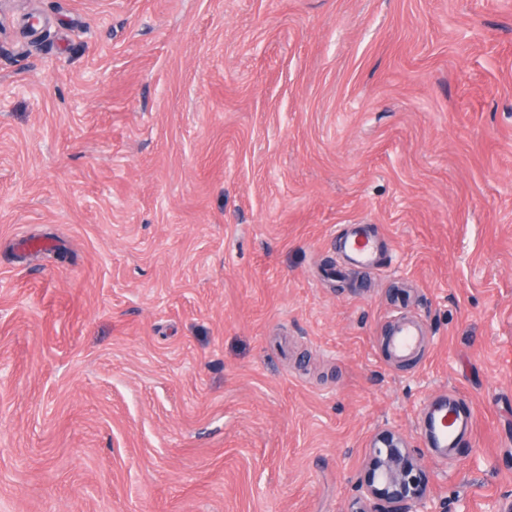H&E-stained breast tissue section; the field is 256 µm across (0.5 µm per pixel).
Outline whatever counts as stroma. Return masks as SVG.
Segmentation results:
<instances>
[{"instance_id": "1", "label": "stroma", "mask_w": 512, "mask_h": 512, "mask_svg": "<svg viewBox=\"0 0 512 512\" xmlns=\"http://www.w3.org/2000/svg\"><path fill=\"white\" fill-rule=\"evenodd\" d=\"M386 431L512 506V0H0V512H350ZM336 247L342 253L347 266L378 269V248L373 239L362 230H351L337 235ZM387 349L391 356L400 361L410 358L419 348L423 333L418 323L404 318H395L386 332ZM425 431L427 447L448 458L469 444L472 416L460 407L456 399L448 398L427 410Z\"/></svg>"}]
</instances>
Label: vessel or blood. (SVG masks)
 Returning a JSON list of instances; mask_svg holds the SVG:
<instances>
[{
  "instance_id": "vessel-or-blood-1",
  "label": "vessel or blood",
  "mask_w": 512,
  "mask_h": 512,
  "mask_svg": "<svg viewBox=\"0 0 512 512\" xmlns=\"http://www.w3.org/2000/svg\"><path fill=\"white\" fill-rule=\"evenodd\" d=\"M336 247L346 265L374 270L378 267V248L373 239L362 230H351L336 237ZM387 349L395 359L410 358L422 342V333L416 322L396 318L390 321L386 332ZM427 445L439 455L447 457L469 443L472 416L464 411L456 399L445 400L426 412Z\"/></svg>"
}]
</instances>
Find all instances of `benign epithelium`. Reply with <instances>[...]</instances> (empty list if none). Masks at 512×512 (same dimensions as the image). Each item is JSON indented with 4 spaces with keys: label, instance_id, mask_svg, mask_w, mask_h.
<instances>
[{
    "label": "benign epithelium",
    "instance_id": "7a95c632",
    "mask_svg": "<svg viewBox=\"0 0 512 512\" xmlns=\"http://www.w3.org/2000/svg\"><path fill=\"white\" fill-rule=\"evenodd\" d=\"M428 499L425 471L404 441L393 434L379 437L370 448L363 494L351 512H412Z\"/></svg>",
    "mask_w": 512,
    "mask_h": 512
}]
</instances>
